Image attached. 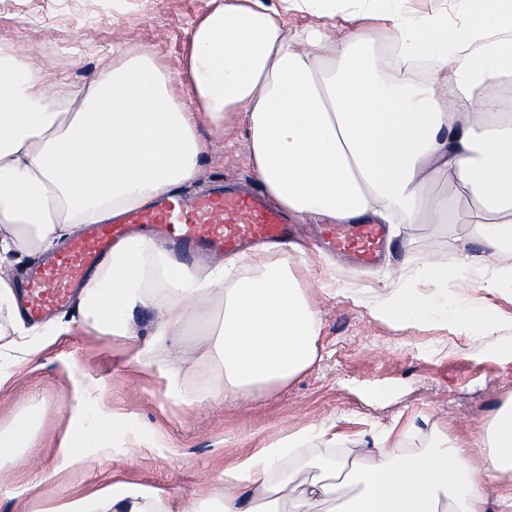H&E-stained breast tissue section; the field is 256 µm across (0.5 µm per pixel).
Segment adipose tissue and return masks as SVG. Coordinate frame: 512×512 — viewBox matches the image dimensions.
I'll return each instance as SVG.
<instances>
[{"label":"adipose tissue","instance_id":"1","mask_svg":"<svg viewBox=\"0 0 512 512\" xmlns=\"http://www.w3.org/2000/svg\"><path fill=\"white\" fill-rule=\"evenodd\" d=\"M336 2L221 0L193 23L178 80L153 52L120 51L83 86L51 96L40 72L0 55V355L25 361L44 347L19 311L9 256L40 258L86 225L195 181L220 144L243 145L268 198L302 220L414 224L448 214L447 199L429 192L434 179L462 186L480 256L419 265L405 255L377 319L402 329L428 319L432 300L409 288L414 279L512 288V265L500 260L512 252V122L499 121L489 96L512 79V0H450L420 15L407 0H347L342 13ZM291 10L314 17L307 32L288 28ZM381 40L398 45L400 60H433L429 80L376 52ZM300 249L291 241L180 269L137 237L95 270L77 309L90 329L128 343L141 309L156 315L158 344L187 321L217 324L224 395L246 399L286 386L317 357L312 293L328 286L289 266L288 252ZM42 420L31 408L0 427V463L29 448ZM111 422L96 388L77 384L57 469L108 454ZM434 434L436 446L397 457L404 433L387 429L306 477L301 448L346 437L302 427L225 468L222 512H279L282 502L288 512H512V493L489 492L512 486V397L482 425L479 459L461 456L445 430ZM32 512L171 510L163 490L115 481Z\"/></svg>","mask_w":512,"mask_h":512}]
</instances>
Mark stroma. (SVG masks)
Returning <instances> with one entry per match:
<instances>
[{
    "instance_id": "stroma-1",
    "label": "stroma",
    "mask_w": 512,
    "mask_h": 512,
    "mask_svg": "<svg viewBox=\"0 0 512 512\" xmlns=\"http://www.w3.org/2000/svg\"><path fill=\"white\" fill-rule=\"evenodd\" d=\"M219 0H0V47L22 49L23 59L59 88L90 80L111 49H151L170 75L182 73L191 27ZM256 187L241 147L220 148L202 162L201 175L182 185L196 193L216 183ZM434 195L449 202L447 224L434 217L401 227L390 239L387 265L369 271L337 267L318 247L311 224L298 241L316 275L350 296L315 294L321 329V358L288 385L257 391L231 402L219 394L224 365L211 341L196 329L169 340L147 355L152 367L139 370L120 341L73 324L31 361L15 366L12 381L0 387V425L28 407L44 417L23 456L0 465V512H22L24 498L52 490L60 497L89 493L119 478L165 491L171 506L221 498L224 470L240 456L272 439L308 425H335L353 439H372L393 422L411 426L403 448L433 443V428L447 427L463 454L478 457L472 442L483 422L512 395V291H481L466 281L449 285V303L480 299L502 330L473 339L437 316L405 330L374 318L370 310L396 287L392 270L404 252L420 262H457L480 253L466 237L473 203L461 186L440 178ZM205 360V373L184 377L192 405L166 396L158 366ZM100 382L108 412L131 415L154 440L139 443L127 427L112 436V450L78 470L55 468V450L75 398L73 377Z\"/></svg>"
}]
</instances>
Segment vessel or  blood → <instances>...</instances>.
<instances>
[{
    "mask_svg": "<svg viewBox=\"0 0 512 512\" xmlns=\"http://www.w3.org/2000/svg\"><path fill=\"white\" fill-rule=\"evenodd\" d=\"M136 227L148 231L152 240L169 243L183 256L201 249L232 254L249 245L282 242L290 232L284 214L260 195L225 185L195 197L175 192L149 207L126 212L120 223L100 224L74 237L62 252L36 269L23 290L29 318L37 320L69 305L113 247ZM322 235L331 249L358 264L371 265L381 257L382 225L330 224Z\"/></svg>",
    "mask_w": 512,
    "mask_h": 512,
    "instance_id": "b4317fda",
    "label": "vessel or blood"
}]
</instances>
